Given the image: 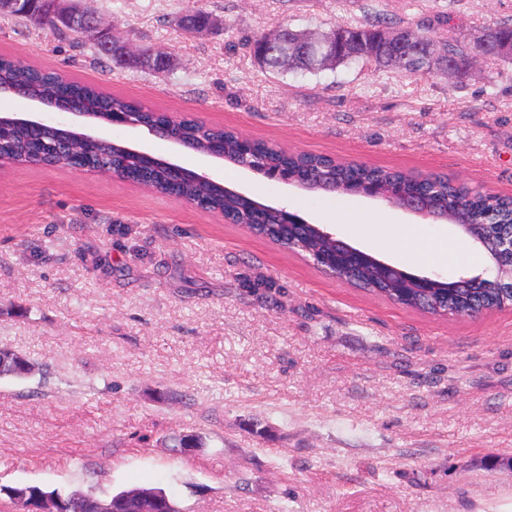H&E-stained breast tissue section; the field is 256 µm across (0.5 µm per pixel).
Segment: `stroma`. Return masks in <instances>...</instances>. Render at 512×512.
<instances>
[{
	"instance_id": "35a3bbf8",
	"label": "stroma",
	"mask_w": 512,
	"mask_h": 512,
	"mask_svg": "<svg viewBox=\"0 0 512 512\" xmlns=\"http://www.w3.org/2000/svg\"><path fill=\"white\" fill-rule=\"evenodd\" d=\"M149 72L91 37L0 15V54L143 106L281 147L512 195V63L457 81L266 73L251 37L384 18L467 42L512 0H200L216 26L184 35L188 0H79ZM105 136L187 169L221 165L113 127ZM228 186L417 275L492 270L460 239L379 199L314 195L235 169ZM0 347L37 366L0 378V512L13 488L162 489L180 512H512V307L431 317L378 299L220 215L67 167L0 164ZM204 445L179 453L175 437ZM104 43L99 42L98 47L94 46V50L97 55L107 56L112 58L118 63L126 64V65H132L134 67H139L143 69L153 70L156 71L158 68L163 66L165 64L166 57L163 56L160 53H153L150 49H147L148 55L141 60H123L121 59L120 55H118L119 48H115L112 52L110 50L105 49Z\"/></svg>"
}]
</instances>
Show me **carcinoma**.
<instances>
[{
  "label": "carcinoma",
  "mask_w": 512,
  "mask_h": 512,
  "mask_svg": "<svg viewBox=\"0 0 512 512\" xmlns=\"http://www.w3.org/2000/svg\"><path fill=\"white\" fill-rule=\"evenodd\" d=\"M47 18L46 26H61L70 33H78L65 20L55 15L54 0H40ZM387 26L382 21L364 25L338 26L336 33L337 66H348L361 58L368 46L377 47L373 60L379 72H401L410 76L431 74L429 65L417 55H400L384 41ZM247 48L259 65L277 75L288 73L316 74L310 60L300 53L285 58L276 49L265 48L263 37L248 40ZM96 54L112 58L118 63L148 70H157L165 64V56L148 52L141 60H123L118 51L105 49L104 43L94 47ZM19 90L25 99L38 100L51 105L58 100L77 103L98 113V122L109 123L113 112H139L141 119L151 125H165L170 116L165 112L144 109L140 104L124 97L108 94L94 86L68 80L54 72L30 65H19L11 57L0 56V90ZM178 134L195 143V150L206 152L215 141L224 142V164L236 165L240 154L239 134L231 129L204 126L195 118L184 116L178 125ZM69 152L90 161L108 160L123 152L124 142L110 138L87 139L78 135L69 137ZM252 154L270 170H286L296 180H305L306 190L331 192L346 196L357 186L375 184L386 201L400 205L407 200H421L430 213L448 217V221L469 225L462 229L465 239L477 256L496 262L502 244L512 239V197L488 194L478 189L457 185L447 176L432 174L414 176L401 170L342 163L320 154L286 151L264 140L251 144ZM25 154V162L43 165V157L33 133L19 126H10L0 133V155ZM179 194L182 198L209 211L230 216L235 223L247 227L253 234L266 238L284 248L314 259L328 251L342 248L344 243L331 237L319 224H282L279 217L259 207V202L233 188L223 189L210 183L183 181ZM502 273L507 287L496 291L475 288L478 280L470 276L464 280L434 278L429 287L420 288L413 274L399 268L390 269L377 258L339 268L336 277L347 280L373 295L388 299L406 308L423 311L434 316L458 315L463 308L472 314L501 310L512 306V265L503 264ZM33 364L15 351L0 348V377H22L32 373ZM24 512H179L165 492L155 489L121 491L108 500L91 493L57 490L47 491L38 486L11 490Z\"/></svg>",
  "instance_id": "carcinoma-1"
}]
</instances>
